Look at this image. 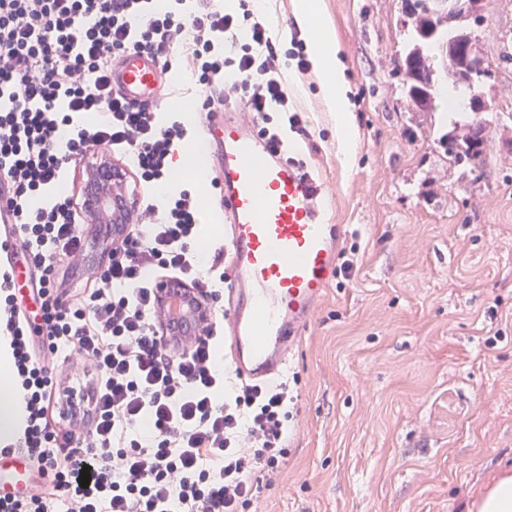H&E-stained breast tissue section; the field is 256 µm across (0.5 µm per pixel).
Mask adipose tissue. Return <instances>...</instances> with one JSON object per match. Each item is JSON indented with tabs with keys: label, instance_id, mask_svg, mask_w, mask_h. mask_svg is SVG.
Segmentation results:
<instances>
[{
	"label": "adipose tissue",
	"instance_id": "obj_1",
	"mask_svg": "<svg viewBox=\"0 0 512 512\" xmlns=\"http://www.w3.org/2000/svg\"><path fill=\"white\" fill-rule=\"evenodd\" d=\"M293 13L299 25L316 24L317 35L310 43V54L321 82L323 100L331 111L343 118L337 132L342 150L352 151L354 132L345 120L350 110L346 95L343 67L338 57L339 46L330 21H316V0H292ZM22 407L18 390L9 375L0 376V443L14 442L22 432Z\"/></svg>",
	"mask_w": 512,
	"mask_h": 512
}]
</instances>
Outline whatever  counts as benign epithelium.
Returning <instances> with one entry per match:
<instances>
[{"mask_svg": "<svg viewBox=\"0 0 512 512\" xmlns=\"http://www.w3.org/2000/svg\"><path fill=\"white\" fill-rule=\"evenodd\" d=\"M476 38L465 34L454 39L448 50L462 63L464 81L474 92L469 99V108L480 115L486 105L482 86L488 78L484 58L476 51ZM90 180L83 183L80 202L86 212L87 222L108 220L112 224L127 226L132 223L135 202L129 191V172L122 166L102 156L88 171ZM204 323L193 322L192 310H187L180 323L174 326L182 336H196Z\"/></svg>", "mask_w": 512, "mask_h": 512, "instance_id": "obj_1", "label": "benign epithelium"}]
</instances>
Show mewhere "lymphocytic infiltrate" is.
Listing matches in <instances>:
<instances>
[{
  "label": "lymphocytic infiltrate",
  "instance_id": "obj_1",
  "mask_svg": "<svg viewBox=\"0 0 512 512\" xmlns=\"http://www.w3.org/2000/svg\"><path fill=\"white\" fill-rule=\"evenodd\" d=\"M239 7L182 19L154 0H0V222L39 272L41 300V322L31 324L12 293L13 265H0V335L24 401L23 434L11 448L45 485L37 495H1L0 512H251L274 484L288 443L287 384H228L218 323L175 343L156 315L152 269L173 272L200 297L218 296L224 251L207 259L194 249L191 196L169 198L160 223L131 229L75 301L53 263L82 251L74 203L56 191L66 160L107 145L154 187L187 135L181 121L160 124L156 108L131 105L113 87L116 53L164 61L183 49L198 85L224 82L253 117L275 108L301 132L269 23L246 0ZM244 21L247 42L226 53ZM34 334L50 356L71 348L87 356L89 371L55 386L49 359L30 350ZM55 416L65 430H51Z\"/></svg>",
  "mask_w": 512,
  "mask_h": 512
}]
</instances>
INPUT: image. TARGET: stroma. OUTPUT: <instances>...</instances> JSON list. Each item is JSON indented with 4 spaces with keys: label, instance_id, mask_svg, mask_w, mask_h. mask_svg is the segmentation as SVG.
Returning a JSON list of instances; mask_svg holds the SVG:
<instances>
[{
    "label": "stroma",
    "instance_id": "1",
    "mask_svg": "<svg viewBox=\"0 0 512 512\" xmlns=\"http://www.w3.org/2000/svg\"><path fill=\"white\" fill-rule=\"evenodd\" d=\"M474 33L493 76L483 88L487 162L450 165L454 118L412 107L402 61L404 0H321L334 26L355 131L351 156L314 70L283 69L302 118L298 160L324 185L322 219L343 225L334 274L283 379L288 454L264 512H468L512 468V0H476ZM281 49L311 41L292 0H259ZM162 120L203 140L202 94L171 56Z\"/></svg>",
    "mask_w": 512,
    "mask_h": 512
}]
</instances>
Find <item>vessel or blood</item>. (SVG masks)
Segmentation results:
<instances>
[{
  "label": "vessel or blood",
  "mask_w": 512,
  "mask_h": 512,
  "mask_svg": "<svg viewBox=\"0 0 512 512\" xmlns=\"http://www.w3.org/2000/svg\"><path fill=\"white\" fill-rule=\"evenodd\" d=\"M162 64L127 54L112 82L126 100H153ZM221 154L220 207L231 253L224 291V355L238 379L266 383L283 374L330 285L345 230L318 220L322 184L290 161L282 144L258 127L205 121ZM193 296L175 291L159 308L173 325ZM21 456L0 452V485L19 480Z\"/></svg>",
  "instance_id": "obj_1"
}]
</instances>
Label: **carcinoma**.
Listing matches in <instances>:
<instances>
[{
  "label": "carcinoma",
  "instance_id": "carcinoma-1",
  "mask_svg": "<svg viewBox=\"0 0 512 512\" xmlns=\"http://www.w3.org/2000/svg\"><path fill=\"white\" fill-rule=\"evenodd\" d=\"M409 15L415 19L413 26L415 44L405 55L402 70L413 77L414 85L410 94L411 103L424 110L436 109V95L433 94V69L429 53L440 50V45L452 40L448 34V16L436 13L430 0H409ZM471 124L466 123L445 134L443 144L470 145Z\"/></svg>",
  "mask_w": 512,
  "mask_h": 512
}]
</instances>
